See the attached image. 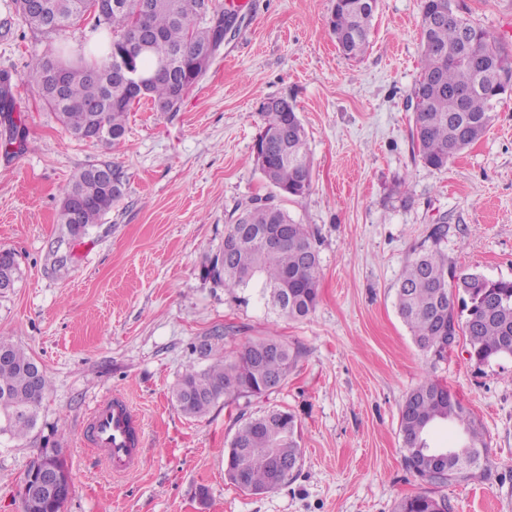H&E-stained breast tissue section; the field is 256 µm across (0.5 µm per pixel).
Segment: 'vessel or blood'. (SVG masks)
Returning <instances> with one entry per match:
<instances>
[{
	"label": "vessel or blood",
	"instance_id": "obj_1",
	"mask_svg": "<svg viewBox=\"0 0 512 512\" xmlns=\"http://www.w3.org/2000/svg\"><path fill=\"white\" fill-rule=\"evenodd\" d=\"M83 428L86 443L100 456L113 476L138 470L143 458L142 419L119 395L102 398L88 413Z\"/></svg>",
	"mask_w": 512,
	"mask_h": 512
}]
</instances>
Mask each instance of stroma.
<instances>
[{
    "mask_svg": "<svg viewBox=\"0 0 512 512\" xmlns=\"http://www.w3.org/2000/svg\"><path fill=\"white\" fill-rule=\"evenodd\" d=\"M240 20L179 111L144 101L115 147L75 140L27 75L47 36L18 26L0 38L27 148L0 147V249L18 279L0 297V339L23 347L49 388L25 439L0 437V512H22L20 488L41 448L62 451L72 483L62 512H395L427 486L404 463L400 406L419 384L446 385L480 420L489 467L436 488L451 512H512V357L476 364L458 336L444 358L423 353L395 307L400 273L432 225L449 264L512 278V92L487 133L446 169L412 150L421 66L420 0H376L370 48L343 56L328 21L334 0H235ZM512 55V0H462ZM293 101L307 133L312 186L283 206L311 231L319 301L278 315L252 291L205 274L228 224L272 194L254 154L273 99ZM122 166L121 199L76 240L57 221L61 189L87 164ZM214 354L275 335L300 356L260 397L217 403L200 418L171 399L213 331ZM140 412L143 463L114 478L82 444L103 394ZM295 414L302 464L280 488L251 495L224 476L240 414ZM206 487L207 501L197 490Z\"/></svg>",
    "mask_w": 512,
    "mask_h": 512,
    "instance_id": "stroma-1",
    "label": "stroma"
}]
</instances>
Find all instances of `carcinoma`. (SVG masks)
Listing matches in <instances>:
<instances>
[{"mask_svg":"<svg viewBox=\"0 0 512 512\" xmlns=\"http://www.w3.org/2000/svg\"><path fill=\"white\" fill-rule=\"evenodd\" d=\"M116 10L99 12L93 0H41V9L30 13L24 0H11L8 13L27 26L59 41L51 52L33 57L29 75L45 104L75 138L95 128L100 142L117 145L126 132L127 115L142 100L180 106L185 94L201 80L209 64L201 60L212 46L218 29L211 18L224 21L236 12L234 5L218 0H120ZM376 0H336L329 26L339 51L360 58L369 48ZM93 30L108 37L100 59H86V45L63 39L69 28L85 16ZM137 31L153 36L137 52L135 64L150 76L165 64L171 81H150L143 93L125 92L112 77ZM422 56L414 90L428 95L413 113L412 147L420 160L436 170L479 140L494 120L496 104L505 94L501 74L512 79V59L498 39L473 23L463 12L461 0H421ZM11 74L0 72V117L9 133L18 131L13 119ZM255 147L260 169L276 193L256 198L227 226L224 238L237 226L246 230L286 226L287 234L270 251L260 237H251L227 262L221 254L210 260L214 279L231 290L259 289L278 314L291 319L307 317L318 301V254L312 234L295 222L279 199L302 197L311 188V165L306 133L295 105L286 112L265 113V125ZM94 165L82 169L61 192L59 221L72 224L69 203L76 196L86 205L81 225L87 230L112 210L122 196L91 175ZM17 278L14 254L0 251V284ZM466 311L460 320L456 303ZM395 305L417 347L435 357L448 353L450 332L468 340L469 358L478 364L512 356V279H489L448 264L440 252L420 246L414 250L398 279ZM6 361H0V436L27 434L37 422L38 407L48 390L42 377L31 382L34 358L23 348L0 341ZM298 351L276 336H265L244 346L234 356H219L201 370H190L172 388L178 409L190 418L202 417L219 401L266 394L272 378L283 383L295 365ZM448 422L460 430L457 444L433 448L428 435L433 426ZM295 415L272 410L244 419L227 453L225 476L243 491L258 495L272 491L291 478L275 468L274 457L302 460ZM400 433L408 469L428 485L467 480L486 465L487 442L481 423L448 388L429 379L406 396L400 410ZM396 512H451L448 499L428 492L400 501Z\"/></svg>","mask_w":512,"mask_h":512,"instance_id":"carcinoma-1","label":"carcinoma"}]
</instances>
